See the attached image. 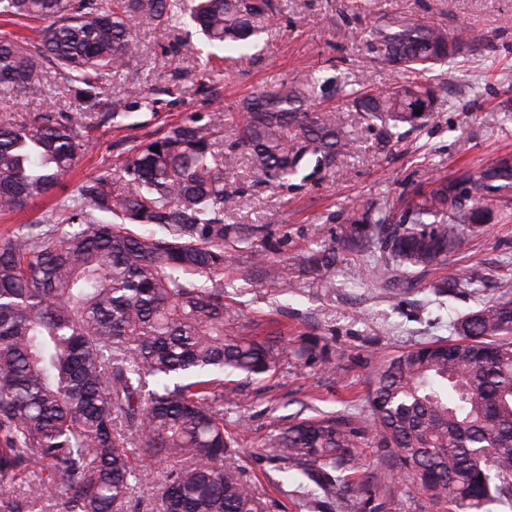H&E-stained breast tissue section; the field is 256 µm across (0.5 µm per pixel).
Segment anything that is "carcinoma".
Returning <instances> with one entry per match:
<instances>
[{
  "mask_svg": "<svg viewBox=\"0 0 512 512\" xmlns=\"http://www.w3.org/2000/svg\"><path fill=\"white\" fill-rule=\"evenodd\" d=\"M275 0H0V20L46 22L36 41L0 34V93L46 94L43 68L75 88L89 110L96 89L117 74L129 94L148 98L131 68L140 53L132 21L162 30L189 18L206 40L207 58L246 56L275 21ZM370 59L423 72L458 55L486 56L485 44L460 25L453 33L425 22L375 23L364 33ZM364 77L311 69L237 105L233 139L224 116L190 118L132 148L111 172L83 181L54 216L24 224L0 241V479L17 481L20 499L0 498V512H130L134 488L149 486L140 455L164 466L159 512H271L236 464L238 441L224 428V403L241 389L224 374L274 373L284 358L276 336H236L224 302L226 244L264 236L260 224H226L240 195L230 189L242 160L263 183L306 181L328 173L353 140L332 108L305 106L336 95L387 139L438 111L435 86L405 81L372 93ZM428 110L417 119L415 112ZM86 113L0 123V212L47 197L85 151L77 129ZM159 151H153V148ZM512 189L504 157L456 180L439 175L415 199L382 196L329 221L339 239L376 246L381 263L430 271L477 229L476 215L512 217L498 192ZM150 228L136 234L128 225ZM268 285L285 279L264 247ZM336 247L314 251L309 268L330 275ZM484 273L443 280L436 292L482 291ZM456 338L406 351L382 368L365 413L326 415L290 424L271 442L277 458L307 478L306 502L337 506L357 493L375 506L354 448L370 440L407 479L448 512H481L512 503V290L450 325Z\"/></svg>",
  "mask_w": 512,
  "mask_h": 512,
  "instance_id": "cac0c4a2",
  "label": "carcinoma"
}]
</instances>
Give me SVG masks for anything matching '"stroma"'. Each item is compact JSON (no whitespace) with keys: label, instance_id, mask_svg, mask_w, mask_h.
Returning <instances> with one entry per match:
<instances>
[{"label":"stroma","instance_id":"1","mask_svg":"<svg viewBox=\"0 0 512 512\" xmlns=\"http://www.w3.org/2000/svg\"><path fill=\"white\" fill-rule=\"evenodd\" d=\"M279 4L272 34L256 54L227 63L208 62L187 50L163 56L162 44L180 36V29L162 35L148 21L137 20L141 52L133 65L146 91L157 94L154 109L127 99L121 76L101 84V101L124 102L128 118L113 124L89 115L80 128L87 148L74 170L46 198L17 213H0V241L12 237L19 225L50 218L56 202L73 195L83 180L110 172L133 145L160 136L187 118L225 111L283 75L333 65L340 71L368 70L370 84L377 89L406 80V73L396 67L372 66L363 31L373 22L427 20L451 31L464 25L488 44L499 66L512 68V0H279ZM228 71L233 74L229 80L224 77ZM427 77L439 86V110L424 129L386 143L379 128L343 105L339 114L354 149L337 160L332 173L270 185L258 182L243 165L234 179L242 198L239 209L227 214L226 223L267 225L269 258L287 265L289 275L298 279L295 288L273 293L249 249L234 243L227 248L231 259L224 268V289L235 329L244 336L280 332L287 347V357L274 374L253 379L234 376L244 399L224 412L226 430L237 434L242 444L239 465L257 493L276 501L275 512L302 510L292 486L283 482V463L271 460L264 448L272 435L298 417L365 409L372 382L385 362L413 347L448 338L452 322L495 300L512 283V222L495 221L484 234L466 237L437 269H396L397 281L407 285L397 296L382 281L362 278L364 267L374 259L370 251L340 247L336 271L327 280L299 273L311 251L333 245L339 234V224L327 222L328 214L380 195L407 197L438 175L454 178L512 155V117L493 125L466 117L467 112L487 111L512 99V88L502 85L483 60L462 56L435 66ZM43 79L50 88L43 97H0V120L21 123L44 114L55 118L78 108V101L63 92L54 73H45ZM469 84L475 85V94L462 96L461 88ZM474 266L486 274L480 294L434 295L439 281L461 278ZM312 336L326 347L327 356L304 353ZM241 415L246 418L242 426L237 423ZM358 453L372 476L376 496L395 500L397 512H448L447 505L433 503L419 486L402 480L374 443L362 444Z\"/></svg>","mask_w":512,"mask_h":512}]
</instances>
